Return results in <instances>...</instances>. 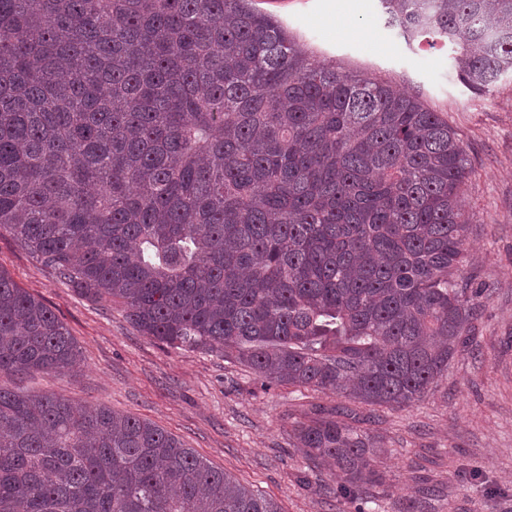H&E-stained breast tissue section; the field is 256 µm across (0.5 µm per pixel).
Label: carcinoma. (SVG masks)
<instances>
[{"label":"carcinoma","mask_w":512,"mask_h":512,"mask_svg":"<svg viewBox=\"0 0 512 512\" xmlns=\"http://www.w3.org/2000/svg\"><path fill=\"white\" fill-rule=\"evenodd\" d=\"M460 45L484 91L512 71V0H383ZM469 163L418 97L315 60L251 0H0V233L144 336L222 350L265 386L371 407L421 399L471 335ZM79 364L0 269V373ZM343 495L382 440L293 425ZM0 512H279L160 427L0 386Z\"/></svg>","instance_id":"cac0c4a2"}]
</instances>
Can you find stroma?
I'll list each match as a JSON object with an SVG mask.
<instances>
[{
	"mask_svg": "<svg viewBox=\"0 0 512 512\" xmlns=\"http://www.w3.org/2000/svg\"><path fill=\"white\" fill-rule=\"evenodd\" d=\"M311 56L417 96L459 134L470 174L472 225L465 277L482 291L474 340L418 402L358 406L382 436L381 485L340 505L335 467H310L289 432L296 421L346 406L331 391L262 386L218 351L169 347L143 336L124 308L92 302L9 234L0 269L42 299L79 351L72 372L1 375L0 384L106 405L149 421L211 466L275 502L280 512H512V74L478 93L454 69L455 44L405 39L382 0H253Z\"/></svg>",
	"mask_w": 512,
	"mask_h": 512,
	"instance_id": "35a3bbf8",
	"label": "stroma"
}]
</instances>
